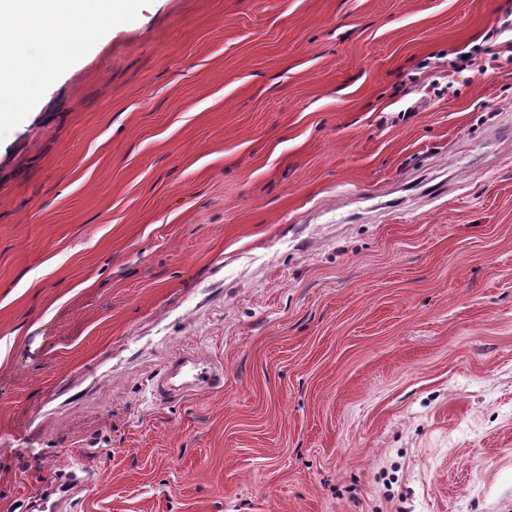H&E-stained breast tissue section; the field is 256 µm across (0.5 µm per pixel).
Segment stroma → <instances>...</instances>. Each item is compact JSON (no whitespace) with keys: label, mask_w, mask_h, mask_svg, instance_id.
Masks as SVG:
<instances>
[{"label":"stroma","mask_w":512,"mask_h":512,"mask_svg":"<svg viewBox=\"0 0 512 512\" xmlns=\"http://www.w3.org/2000/svg\"><path fill=\"white\" fill-rule=\"evenodd\" d=\"M508 15L152 0L69 67L0 141V512H506Z\"/></svg>","instance_id":"1"}]
</instances>
